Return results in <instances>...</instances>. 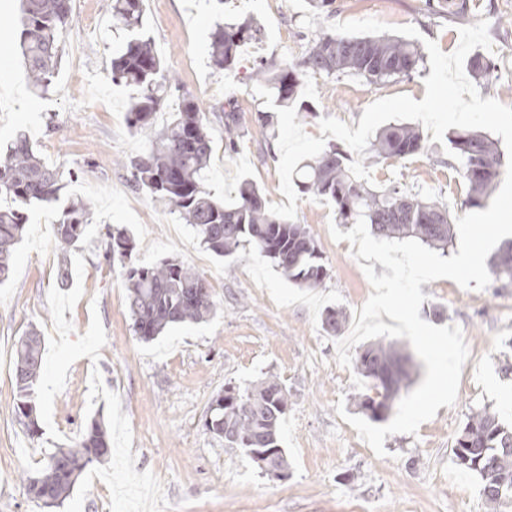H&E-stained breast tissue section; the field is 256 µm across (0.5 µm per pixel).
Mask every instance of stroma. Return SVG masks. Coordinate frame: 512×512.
I'll return each instance as SVG.
<instances>
[{
	"mask_svg": "<svg viewBox=\"0 0 512 512\" xmlns=\"http://www.w3.org/2000/svg\"><path fill=\"white\" fill-rule=\"evenodd\" d=\"M336 0L316 17L307 0H145V27L158 56L184 93L206 109L216 150L206 187L228 199L242 179L258 184L266 209L305 225L327 268L322 285L300 288L266 258L238 251L219 258L197 232L150 194L133 187L127 162L147 148L126 122L132 90L113 84L109 62L126 38L113 28L111 0H72L59 38L56 76L46 93L26 78L15 24L20 0H0V152L26 135L50 167L74 172L64 197L92 204L86 236L62 254L52 211L34 207L16 247L11 278L0 285V512H485L479 481L455 464L452 446L473 411L486 407L512 425V284L491 281L481 291L449 279L422 284L420 316L435 326L460 327L469 351L457 400L440 407L417 434L386 436L379 457L336 412L356 414L365 383L337 361V336L322 328L329 307L354 317L372 288L349 242L335 241L333 208L300 192L297 171L332 146L320 118L357 128L366 107L398 94L422 100L430 65L384 86L357 76L302 78L305 98L318 115L279 111L278 134L265 138L253 122L272 106L265 87L250 80L259 59L285 64L300 58L328 24L375 18L411 25L443 52L459 45L461 27L489 23L492 76L475 83L481 98L512 106V0ZM254 18L263 39L240 49L234 70L210 65L215 22ZM238 102L245 135L224 152L227 98ZM428 152L371 164L374 185L400 184L448 207L451 218L470 213L468 186L449 165L448 143L423 132ZM135 237L132 262L152 266L173 258L208 284L218 312L209 321L176 326L153 341L135 333L120 261L103 258L108 228ZM69 280L58 281L60 260ZM42 339L43 369L34 395L39 434L15 413L16 344L29 330ZM276 376L288 389L282 445L288 474L263 475L239 449L225 447L204 426L207 408L225 387ZM345 413V414H346ZM100 420L112 452L90 465L71 496L44 507L27 492L58 448L74 447L83 427Z\"/></svg>",
	"mask_w": 512,
	"mask_h": 512,
	"instance_id": "1",
	"label": "stroma"
}]
</instances>
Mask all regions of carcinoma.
Returning <instances> with one entry per match:
<instances>
[{"mask_svg": "<svg viewBox=\"0 0 512 512\" xmlns=\"http://www.w3.org/2000/svg\"><path fill=\"white\" fill-rule=\"evenodd\" d=\"M71 9V0H22L19 43L28 77L37 91L46 90L56 75L59 35ZM143 0H112V25L127 37L110 62L112 83L136 90L127 112V123L144 135L148 148L129 161L132 182L147 190L172 214L194 226L201 242L217 257H230L239 249L269 259L293 284L317 288L327 276L321 254L303 224H294L267 211L260 187L242 180L236 202L226 205L205 188V172L214 153V139L205 124L198 100L178 94V80L164 69L144 32ZM259 36L257 23L219 22L211 33L210 65L217 71L233 69L240 48ZM424 63L417 43L395 36H351L321 31L308 42L304 55L284 66L263 60L256 79L266 85L277 107L315 114L302 97L301 74L327 76L351 73L378 83L410 78ZM177 96L170 120L158 131L154 117L165 99ZM224 113V151L234 152L242 136L236 103L229 100ZM450 149L461 163L472 207H483L489 192L503 174L504 154L488 134L456 130ZM424 151L422 136L410 124L390 125L365 152L366 160L406 159ZM351 158L332 146L301 167L302 192L320 197L335 210L340 224H353L364 216L374 235L385 239L414 238L431 248L445 250L453 238L448 208L432 199L407 192L398 184L371 189L350 172ZM65 188L63 174L46 165L30 140L21 135L0 156V198L11 206L0 207V284L9 280L16 245L33 205L55 209ZM91 204L72 198L57 211L56 236L62 253L80 243L90 224ZM137 243L125 229L107 233L104 256L131 260ZM495 279L512 283V240L504 241L490 259ZM128 307L135 333L150 341L174 325L199 323L216 314L211 292H201L206 282L175 259L151 266L125 268ZM346 322L341 309L328 308L322 323L338 332ZM358 374L369 383L368 392L354 397L361 413L374 421L388 418L401 392L412 383V359L396 342H375L355 360ZM42 371L41 338L35 333L20 339L14 377L18 393L16 414L31 434L39 432L34 417L33 394ZM286 387L276 378L244 388L228 387L208 408L207 430L224 440L227 448H242L251 459L274 449L272 461L288 467L281 440V423L287 407ZM109 440L97 420L87 424L74 448L50 454L35 476L27 477V490L47 507L70 497L84 470L109 456ZM455 463L479 479L487 512L512 504V429L505 427L488 408L472 412L456 438Z\"/></svg>", "mask_w": 512, "mask_h": 512, "instance_id": "carcinoma-1", "label": "carcinoma"}]
</instances>
